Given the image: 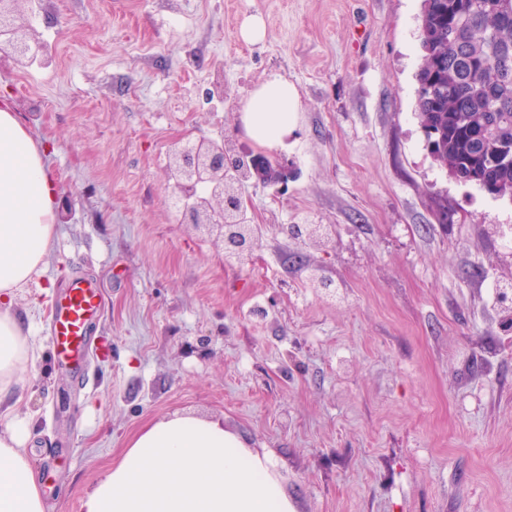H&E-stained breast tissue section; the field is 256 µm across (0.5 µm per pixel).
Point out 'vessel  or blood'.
I'll return each mask as SVG.
<instances>
[{"label": "vessel or blood", "mask_w": 512, "mask_h": 512, "mask_svg": "<svg viewBox=\"0 0 512 512\" xmlns=\"http://www.w3.org/2000/svg\"><path fill=\"white\" fill-rule=\"evenodd\" d=\"M102 312V297L90 278H71L50 306V336L59 366L84 375L89 326Z\"/></svg>", "instance_id": "vessel-or-blood-1"}]
</instances>
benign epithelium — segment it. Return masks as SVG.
Returning a JSON list of instances; mask_svg holds the SVG:
<instances>
[{"mask_svg":"<svg viewBox=\"0 0 512 512\" xmlns=\"http://www.w3.org/2000/svg\"><path fill=\"white\" fill-rule=\"evenodd\" d=\"M22 0H0V52L15 64H29L39 40L20 23ZM170 206L179 209L180 222L189 224L220 244L225 260L252 261L259 243L253 226H237L244 212L235 186L225 183L238 155L204 139H180L171 148Z\"/></svg>","mask_w":512,"mask_h":512,"instance_id":"benign-epithelium-1","label":"benign epithelium"}]
</instances>
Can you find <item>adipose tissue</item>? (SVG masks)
<instances>
[{"instance_id":"adipose-tissue-1","label":"adipose tissue","mask_w":512,"mask_h":512,"mask_svg":"<svg viewBox=\"0 0 512 512\" xmlns=\"http://www.w3.org/2000/svg\"><path fill=\"white\" fill-rule=\"evenodd\" d=\"M296 89L273 76L242 115L266 148L294 125ZM47 150L9 102L0 103V512H46L25 448L30 424L12 397L37 359L29 327L14 309L18 292L43 270L56 233L57 196ZM85 512H297L270 453L249 448L223 424L175 414L143 428L95 483Z\"/></svg>"}]
</instances>
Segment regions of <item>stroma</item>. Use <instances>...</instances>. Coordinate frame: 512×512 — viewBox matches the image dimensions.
Wrapping results in <instances>:
<instances>
[{"label":"stroma","mask_w":512,"mask_h":512,"mask_svg":"<svg viewBox=\"0 0 512 512\" xmlns=\"http://www.w3.org/2000/svg\"><path fill=\"white\" fill-rule=\"evenodd\" d=\"M43 47L0 58L67 219L16 297L41 355L21 393L46 512H84L145 424L221 420L272 451L297 512H512V200L432 159L415 111L422 0H23ZM261 18L264 40L240 36ZM298 92L286 185L240 190L262 245L223 262L165 201L180 137L259 153L241 120ZM222 96H213L215 82ZM451 223L438 221L441 211ZM292 224H321L326 243ZM329 278L310 287L309 268ZM90 275L88 385L58 369L46 303Z\"/></svg>","instance_id":"obj_1"}]
</instances>
